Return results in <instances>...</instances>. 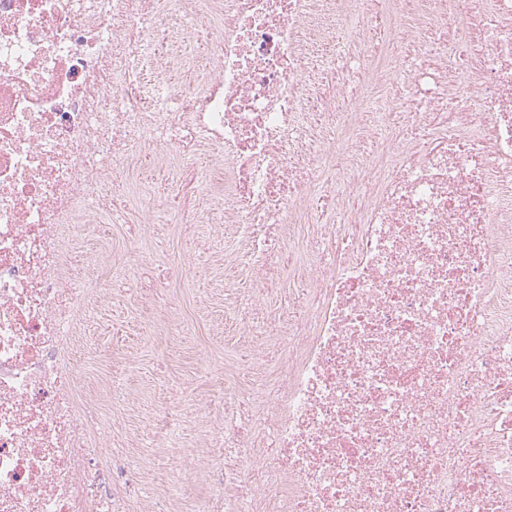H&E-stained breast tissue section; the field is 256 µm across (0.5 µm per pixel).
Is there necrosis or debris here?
<instances>
[{
  "label": "necrosis or debris",
  "mask_w": 512,
  "mask_h": 512,
  "mask_svg": "<svg viewBox=\"0 0 512 512\" xmlns=\"http://www.w3.org/2000/svg\"><path fill=\"white\" fill-rule=\"evenodd\" d=\"M214 209L251 309L305 286L240 319L287 347L213 387L196 512H512V0H0V512L185 497L183 413L135 457L120 369L84 389V269L125 272L73 243ZM299 281L297 277H291L290 279L286 277L281 281L277 288L263 300L262 310L258 314V321H262L264 317L273 316L280 310L285 309L288 306V296L296 288Z\"/></svg>",
  "instance_id": "1"
}]
</instances>
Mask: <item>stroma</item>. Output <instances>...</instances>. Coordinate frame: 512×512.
<instances>
[{
	"label": "stroma",
	"mask_w": 512,
	"mask_h": 512,
	"mask_svg": "<svg viewBox=\"0 0 512 512\" xmlns=\"http://www.w3.org/2000/svg\"><path fill=\"white\" fill-rule=\"evenodd\" d=\"M100 234L109 242L113 257L123 263L128 281L115 287L111 302L96 313L86 381L95 385L115 365L128 374L129 397L121 402L112 431L118 441L144 438L164 406L187 411L185 444L171 449L170 455L175 474L189 487V496L177 512H193L194 496L209 488V477L199 467L204 449L197 417L199 406L208 400L209 378L227 386L238 384L240 360L245 356L264 360L267 377H274L276 370L273 342L239 334L242 306L237 294L250 285L245 244L225 233L218 220L193 226L106 224ZM207 243L222 253V261L207 260L202 253ZM176 259L191 261V283L170 273ZM142 288L151 289L157 300L174 301L193 332L147 341L140 328Z\"/></svg>",
	"instance_id": "35a3bbf8"
}]
</instances>
